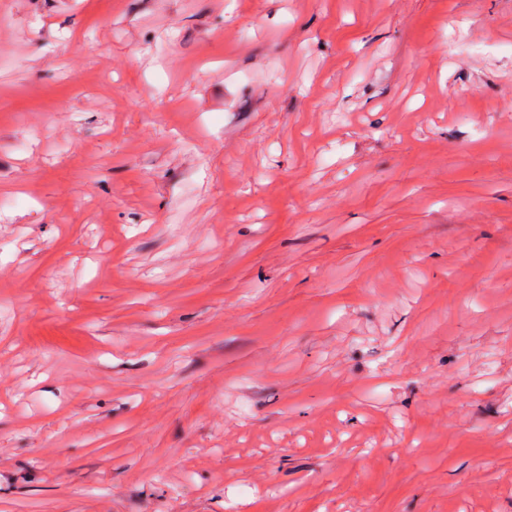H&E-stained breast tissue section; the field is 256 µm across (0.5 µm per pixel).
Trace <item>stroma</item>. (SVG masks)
I'll use <instances>...</instances> for the list:
<instances>
[{
    "mask_svg": "<svg viewBox=\"0 0 512 512\" xmlns=\"http://www.w3.org/2000/svg\"><path fill=\"white\" fill-rule=\"evenodd\" d=\"M0 512H512V0H0Z\"/></svg>",
    "mask_w": 512,
    "mask_h": 512,
    "instance_id": "1",
    "label": "stroma"
}]
</instances>
